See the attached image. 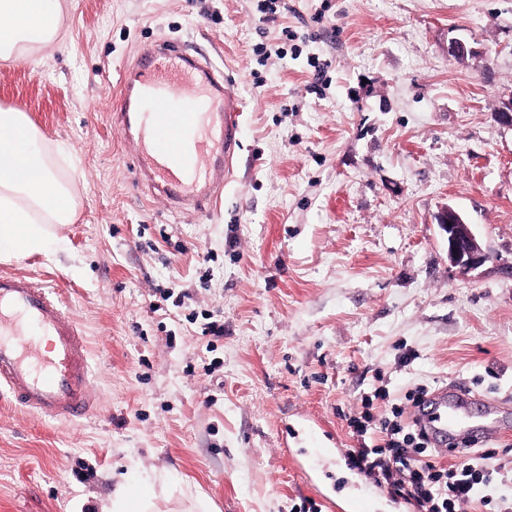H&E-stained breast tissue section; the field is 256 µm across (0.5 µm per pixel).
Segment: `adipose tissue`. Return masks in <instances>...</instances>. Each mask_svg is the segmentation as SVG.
I'll return each mask as SVG.
<instances>
[{"instance_id": "adipose-tissue-1", "label": "adipose tissue", "mask_w": 512, "mask_h": 512, "mask_svg": "<svg viewBox=\"0 0 512 512\" xmlns=\"http://www.w3.org/2000/svg\"><path fill=\"white\" fill-rule=\"evenodd\" d=\"M60 0H0V59L34 60L59 39ZM64 147L47 139L24 112L0 110V257L22 259L61 248L53 224L72 223L78 204L57 161ZM102 512H162L151 488L121 486Z\"/></svg>"}]
</instances>
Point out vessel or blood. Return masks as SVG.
<instances>
[{
    "label": "vessel or blood",
    "instance_id": "obj_1",
    "mask_svg": "<svg viewBox=\"0 0 512 512\" xmlns=\"http://www.w3.org/2000/svg\"><path fill=\"white\" fill-rule=\"evenodd\" d=\"M242 105L232 80L202 55L170 42L138 57L114 120L134 143L138 180L178 205L202 211L220 201L239 156ZM51 339L41 351L40 337ZM12 401L73 423L92 407L83 331L55 288L27 275L0 274V386ZM474 397L444 386L415 406L440 453L489 438L467 417Z\"/></svg>",
    "mask_w": 512,
    "mask_h": 512
}]
</instances>
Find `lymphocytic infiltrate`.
Segmentation results:
<instances>
[{"label":"lymphocytic infiltrate","instance_id":"f902f5d3","mask_svg":"<svg viewBox=\"0 0 512 512\" xmlns=\"http://www.w3.org/2000/svg\"><path fill=\"white\" fill-rule=\"evenodd\" d=\"M362 405L361 416L350 417V427L362 437L373 425L386 436L384 443L350 449V458L365 475L382 479L390 494L415 503L419 512H462L467 506L497 512L502 480L491 452L467 453L458 462L442 464L430 457L418 427L402 423V408L377 420L371 414L372 396L363 397Z\"/></svg>","mask_w":512,"mask_h":512}]
</instances>
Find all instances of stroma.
Returning <instances> with one entry per match:
<instances>
[{
  "mask_svg": "<svg viewBox=\"0 0 512 512\" xmlns=\"http://www.w3.org/2000/svg\"><path fill=\"white\" fill-rule=\"evenodd\" d=\"M62 3V44L0 59V108L67 146L78 215L50 228L61 251L0 273L63 292L95 405L61 424L0 400V512H100L144 477L176 512H300L358 487L371 512H413L353 466L375 437L347 419L375 389L378 417L450 383L512 414V0ZM162 39L242 101L234 179L205 211L139 183L112 119ZM448 206L491 256L466 276Z\"/></svg>",
  "mask_w": 512,
  "mask_h": 512,
  "instance_id": "1",
  "label": "stroma"
}]
</instances>
